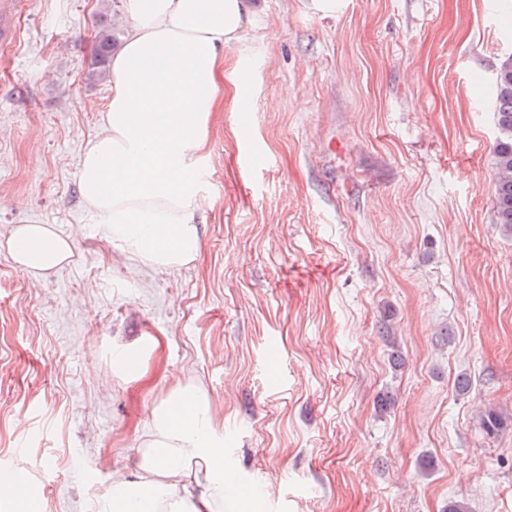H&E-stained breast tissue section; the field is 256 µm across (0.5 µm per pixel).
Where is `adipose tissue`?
Listing matches in <instances>:
<instances>
[{
    "instance_id": "ef3b65f1",
    "label": "adipose tissue",
    "mask_w": 512,
    "mask_h": 512,
    "mask_svg": "<svg viewBox=\"0 0 512 512\" xmlns=\"http://www.w3.org/2000/svg\"><path fill=\"white\" fill-rule=\"evenodd\" d=\"M126 9L130 29L112 56L106 127L84 153L81 194L120 255L173 271L200 250L196 168L220 107L224 52L242 38L248 3L127 0ZM7 248L21 272L45 276L69 259L72 241L23 224ZM213 421L207 392L177 380L104 512H224L241 501Z\"/></svg>"
}]
</instances>
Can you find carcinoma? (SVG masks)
<instances>
[{
  "mask_svg": "<svg viewBox=\"0 0 512 512\" xmlns=\"http://www.w3.org/2000/svg\"><path fill=\"white\" fill-rule=\"evenodd\" d=\"M96 47L85 67L91 82L105 79L112 51L118 38L111 28L102 26L95 35ZM494 122L497 139L494 147V201L497 223L512 231V56L506 57L494 73ZM482 423L486 432L495 434L505 427V420L494 408L485 410Z\"/></svg>",
  "mask_w": 512,
  "mask_h": 512,
  "instance_id": "obj_1",
  "label": "carcinoma"
}]
</instances>
